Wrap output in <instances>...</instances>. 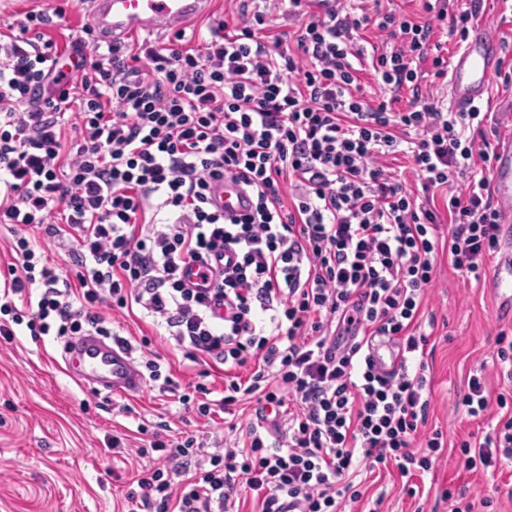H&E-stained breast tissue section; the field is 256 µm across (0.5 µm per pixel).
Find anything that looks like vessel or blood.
<instances>
[{
  "label": "vessel or blood",
  "mask_w": 512,
  "mask_h": 512,
  "mask_svg": "<svg viewBox=\"0 0 512 512\" xmlns=\"http://www.w3.org/2000/svg\"><path fill=\"white\" fill-rule=\"evenodd\" d=\"M210 3L211 0H90L88 24L116 39L132 33L163 32L208 13ZM501 53L502 45L493 30H473L450 68L448 97L454 111H468L482 100ZM490 188L501 229L512 242V138L502 140L495 149ZM212 202L228 217L242 216L252 205L242 185L229 177L214 184ZM370 354L380 371L390 372L399 365L398 350L390 344H374ZM63 362L78 385L101 394L132 396L147 389L132 352L119 343L105 342L92 332L69 342Z\"/></svg>",
  "instance_id": "obj_1"
}]
</instances>
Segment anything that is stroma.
<instances>
[{"mask_svg": "<svg viewBox=\"0 0 512 512\" xmlns=\"http://www.w3.org/2000/svg\"><path fill=\"white\" fill-rule=\"evenodd\" d=\"M114 333L127 339L137 362L155 360L179 385L178 393L149 382L146 393L108 397L78 386L61 369L63 347L50 336H31L26 326L11 339L0 337V512H125L131 478L147 465L138 449L148 447L157 425L171 440H205L224 430L222 417H200L184 406L179 393L202 384L221 393V365L193 363L184 348L169 341L165 329L139 312L99 307ZM421 329L428 334L424 361L430 379L427 430H442L446 448L420 485L422 496L408 497L396 471L367 474L365 501L343 503L342 512H365L380 501V512H448L444 489L493 498V512H512V462L496 471L465 470L459 440L481 437L487 420L469 418L458 407L469 375L482 370L491 394L511 386L500 376L496 336L512 332V316L486 287L463 277L447 255H439L434 282L423 307ZM123 438L122 453L107 442Z\"/></svg>", "mask_w": 512, "mask_h": 512, "instance_id": "1", "label": "stroma"}]
</instances>
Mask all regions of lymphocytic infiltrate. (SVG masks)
Instances as JSON below:
<instances>
[{
    "instance_id": "obj_1",
    "label": "lymphocytic infiltrate",
    "mask_w": 512,
    "mask_h": 512,
    "mask_svg": "<svg viewBox=\"0 0 512 512\" xmlns=\"http://www.w3.org/2000/svg\"><path fill=\"white\" fill-rule=\"evenodd\" d=\"M382 2L339 0L306 15L291 49L263 35L272 10L295 15L300 0H242L247 23L236 33L220 20L177 48L82 36L58 44L48 31L59 8L27 11L0 41V224L24 228L0 335L23 323L59 340L107 336L96 306L135 305L192 362L223 364L224 394L198 403L200 416L256 403L242 444L205 454L191 437L154 438L139 454L160 460L139 472L129 502L338 512L362 498V472L391 465L413 479L441 455V431L415 440L428 409L421 305L440 249L463 276L481 278L500 226L488 177L473 174L475 158L494 154L490 113L453 111L422 82L448 77L437 25L466 40L482 0H425L424 22ZM370 27L391 46L368 59L358 36ZM365 71L386 99H366ZM401 148L419 190L383 163ZM227 175L253 198L243 217L210 201ZM58 202L61 228L48 222ZM39 228L76 235L74 281L43 261L30 236ZM214 257L224 262L215 273ZM191 263L212 287L186 286ZM227 303L231 315L218 316ZM378 339L398 344V370H377L368 349ZM460 403L476 420L498 408L483 438L461 441L466 468L511 461L512 394L490 398L475 374Z\"/></svg>"
}]
</instances>
